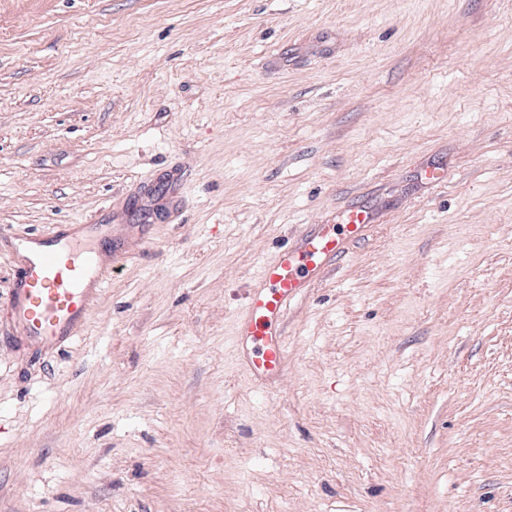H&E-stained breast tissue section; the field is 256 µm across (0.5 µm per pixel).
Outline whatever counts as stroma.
Returning a JSON list of instances; mask_svg holds the SVG:
<instances>
[{"mask_svg": "<svg viewBox=\"0 0 512 512\" xmlns=\"http://www.w3.org/2000/svg\"><path fill=\"white\" fill-rule=\"evenodd\" d=\"M354 204L255 381L248 289ZM58 224L108 277L45 345ZM0 512H512V0H0ZM67 224L50 236H24L21 262L14 276L11 308L27 335L46 344L68 340L90 317L95 297L106 278L104 261L91 252L77 254L58 246Z\"/></svg>", "mask_w": 512, "mask_h": 512, "instance_id": "1", "label": "stroma"}]
</instances>
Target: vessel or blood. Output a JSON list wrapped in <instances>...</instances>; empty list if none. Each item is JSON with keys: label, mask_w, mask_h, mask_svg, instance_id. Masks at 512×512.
<instances>
[{"label": "vessel or blood", "mask_w": 512, "mask_h": 512, "mask_svg": "<svg viewBox=\"0 0 512 512\" xmlns=\"http://www.w3.org/2000/svg\"><path fill=\"white\" fill-rule=\"evenodd\" d=\"M341 230H303L261 270L249 290L247 308L236 323L237 350L251 353L252 376L265 382L284 367V313L290 303L314 286L349 242L367 235L376 224L372 211L349 207L340 216ZM67 228L48 236L22 237L21 262L14 276L11 308L27 335L47 344L68 340L90 316L106 278L103 260L94 253L60 248Z\"/></svg>", "instance_id": "1"}]
</instances>
